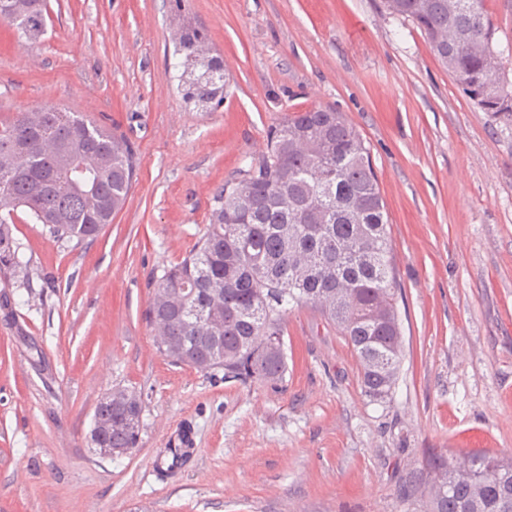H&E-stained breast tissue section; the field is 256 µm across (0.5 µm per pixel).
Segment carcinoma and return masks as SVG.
<instances>
[{
  "mask_svg": "<svg viewBox=\"0 0 512 512\" xmlns=\"http://www.w3.org/2000/svg\"><path fill=\"white\" fill-rule=\"evenodd\" d=\"M8 23L35 42L47 31L46 0H11ZM485 0H384L412 22L435 57L489 116L512 126V82ZM198 30L176 53L198 75L184 97L219 103L224 62L194 59ZM0 212L22 210L57 239L94 241L131 192L136 152L121 135L75 112L44 106L0 119ZM203 237L153 284L147 322L175 364L224 371L228 381L281 383L288 369L282 319L309 305L336 326L355 353L372 401L393 395L403 356L394 256L377 176L357 128L341 112L314 108L284 118L266 149L236 182L224 185ZM9 214L0 217V278L29 276ZM112 419L103 444L135 448L138 402L100 401ZM425 512H512V458L490 454L428 458V475L409 485Z\"/></svg>",
  "mask_w": 512,
  "mask_h": 512,
  "instance_id": "1",
  "label": "carcinoma"
}]
</instances>
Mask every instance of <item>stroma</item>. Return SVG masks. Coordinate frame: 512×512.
<instances>
[{"mask_svg": "<svg viewBox=\"0 0 512 512\" xmlns=\"http://www.w3.org/2000/svg\"><path fill=\"white\" fill-rule=\"evenodd\" d=\"M40 42L0 21V118L37 106L123 135L125 207L91 243L17 214L29 284L0 282V512H423L398 494L430 453L512 454V126L481 111L380 0H47ZM512 78V0H486ZM205 33L224 100L179 88L174 36ZM343 112L386 203L404 337L390 402L344 336L288 311L282 384L175 365L145 320L155 277L285 116ZM142 401L131 453L98 457L95 406ZM197 456L152 462L179 427Z\"/></svg>", "mask_w": 512, "mask_h": 512, "instance_id": "obj_1", "label": "stroma"}]
</instances>
